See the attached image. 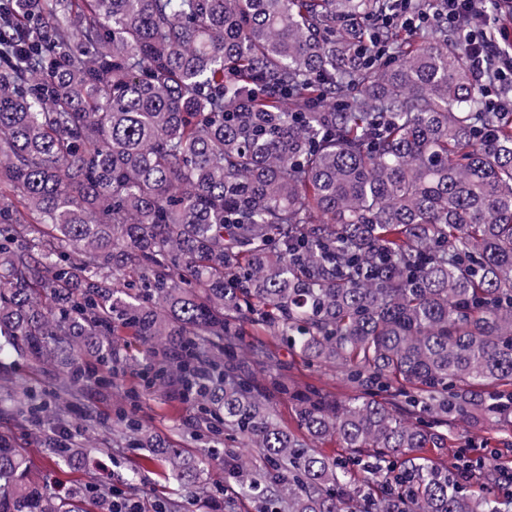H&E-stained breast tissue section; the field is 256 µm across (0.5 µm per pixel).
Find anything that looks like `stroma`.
I'll return each mask as SVG.
<instances>
[{"instance_id": "35a3bbf8", "label": "stroma", "mask_w": 512, "mask_h": 512, "mask_svg": "<svg viewBox=\"0 0 512 512\" xmlns=\"http://www.w3.org/2000/svg\"><path fill=\"white\" fill-rule=\"evenodd\" d=\"M274 367H260L246 364L245 369L256 379L264 381L273 375L275 367L289 370L293 378L303 386H312L333 395L343 397L348 387L337 379L331 369L309 367L284 340L272 343ZM139 391L136 411L154 429L169 436L184 446L190 454L203 453L212 443L235 448L233 436L218 435L217 438L194 439L193 434L200 424V415L188 401L175 392L145 390L136 371L130 370L120 377L118 386H95L88 389L83 398L86 410L98 417L110 418L123 402L126 390ZM448 445L444 448L427 449V456L449 464L454 462L458 449L472 448L474 456L485 457L480 444L486 440L506 437V428L489 429L464 422L452 423L448 429ZM0 433L28 443L32 450L34 468L53 490H63L74 481L95 484L111 490L140 498L142 504L155 505L172 499L178 500L181 512H258L257 502L245 498L238 488L224 480L223 462H213L204 485L195 491L182 489L157 463H147L148 449L129 441L112 447H105L99 432H86L88 447L79 449L74 465H67L46 449L39 429L6 418H0ZM487 465H506V458L485 457Z\"/></svg>"}]
</instances>
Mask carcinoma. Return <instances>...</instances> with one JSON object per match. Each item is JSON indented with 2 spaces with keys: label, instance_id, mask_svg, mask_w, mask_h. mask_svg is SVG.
Masks as SVG:
<instances>
[{
  "label": "carcinoma",
  "instance_id": "carcinoma-1",
  "mask_svg": "<svg viewBox=\"0 0 512 512\" xmlns=\"http://www.w3.org/2000/svg\"><path fill=\"white\" fill-rule=\"evenodd\" d=\"M429 0H0V350L62 369L58 402L0 383V416L67 427L143 344L146 388L203 367L224 472L270 512H512L500 470L421 454L453 421L512 423V112L488 110ZM345 28L336 30L338 20ZM333 368L289 380L285 429L244 364L246 327ZM186 487L210 460L119 409ZM350 452L340 460L319 444ZM111 512L60 495L0 434V512Z\"/></svg>",
  "mask_w": 512,
  "mask_h": 512
}]
</instances>
